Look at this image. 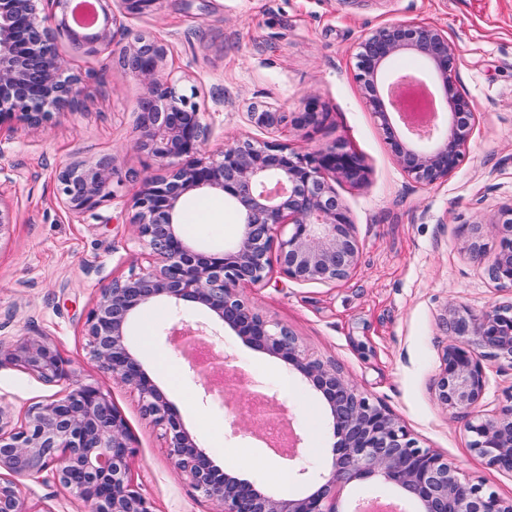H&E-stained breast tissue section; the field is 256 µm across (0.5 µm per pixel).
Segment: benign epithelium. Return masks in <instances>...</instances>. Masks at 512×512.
<instances>
[{
  "instance_id": "obj_1",
  "label": "benign epithelium",
  "mask_w": 512,
  "mask_h": 512,
  "mask_svg": "<svg viewBox=\"0 0 512 512\" xmlns=\"http://www.w3.org/2000/svg\"><path fill=\"white\" fill-rule=\"evenodd\" d=\"M36 2L0 0V125L18 117L40 126L81 96L83 78L65 73L58 33L88 53L116 45L117 63L147 89L137 147L167 169L142 178L134 200L137 237L150 248L152 264L112 281L99 294L86 326L98 366L137 391L143 416L165 430L176 470L217 502L218 512H337L334 492L354 482H379L415 502L419 512H512V499L460 477L452 462L420 447L387 407L357 390L335 364L307 355L287 327L268 320L243 295V289L265 282L274 251L282 274L296 282H340L351 274L359 247L336 184L363 182L362 158L341 144L300 153L286 145L240 141L224 149L220 159L207 161L201 157L207 127L195 104L165 77L162 43L146 34L115 40L117 18L110 0H98L101 17L92 29L69 24L71 0H54L61 18L53 26L39 16ZM406 56L426 64L427 78L445 96L448 121L429 129L405 122L398 128L392 122V90L419 80L414 73L392 70ZM355 58L356 80L398 166L421 185L448 178L465 159L475 111L457 89V47L448 34L433 25L392 21L364 37ZM320 116L319 105L311 101L292 123L304 129L319 124ZM249 120L269 129L287 116L255 107ZM116 176L107 156L69 164L57 175L60 200L74 215L91 213L112 196ZM209 193L224 195L241 224L239 237L224 247L200 248L181 230L183 201ZM488 225L496 240L491 257ZM463 249L473 261L487 262V275L497 286L512 288V204L501 207L488 224L471 223ZM161 299L178 314L191 306L208 317L194 324L180 317L168 335L198 342L217 335L218 326L228 328L320 394L333 436L328 473L307 479L303 493L285 498L214 462L184 428L129 341L137 314ZM445 321L449 342L434 381L435 399L447 411L471 414L472 450L490 467L512 472V403L494 415L479 410L486 385L483 362L512 364V302L480 314L449 304ZM2 365L47 385L66 381L68 387L29 406L16 423L0 406V512H28L19 482L45 472L90 512H154L153 503L132 483L136 448L125 417L99 387L74 378L48 337L0 341Z\"/></svg>"
}]
</instances>
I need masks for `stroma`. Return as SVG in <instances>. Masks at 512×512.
<instances>
[{
	"instance_id": "35a3bbf8",
	"label": "stroma",
	"mask_w": 512,
	"mask_h": 512,
	"mask_svg": "<svg viewBox=\"0 0 512 512\" xmlns=\"http://www.w3.org/2000/svg\"><path fill=\"white\" fill-rule=\"evenodd\" d=\"M111 9L125 31L165 44L170 83L190 96L210 129L205 159L247 139L303 153L341 143L364 159L363 184L336 186L359 243L350 277L297 283L275 264L264 286L244 294L288 326L308 355L336 363L359 391L388 407L420 446L448 457L463 478L512 497V472L488 466L470 447L466 416L443 411L434 398L448 346L447 303L481 312L512 302V290L498 287L463 250L469 223L512 202V0H156L138 14L112 0ZM396 20L447 32L458 47L457 87L475 104L464 162L432 186L414 182L396 164L354 78L361 38ZM57 49L67 72L86 77L77 106L55 113L44 127L20 120L0 125V202L11 216L0 232V340L46 335L78 379L109 394L137 448L133 481L155 512H217L214 501L174 470L163 431L143 417L137 392L93 362L85 332L101 289L151 262L149 248L134 236L132 208L143 176L163 172L134 146L146 87L114 61L111 48L88 54L63 35ZM312 100L326 114L315 128L298 130L287 122L260 129L247 117L256 106L291 116ZM104 155L118 171L112 197L95 213L75 218L60 203L56 173ZM201 206L222 208L223 215L200 237L188 221ZM180 221L185 236L204 246L232 242L240 230L219 194L186 202ZM154 309L148 340L135 326L131 344L157 385L171 370L175 389L168 398L217 465L275 494L284 489L268 462L292 471L304 466L313 477L329 469L333 438L324 405L308 384L227 330L211 345L231 376L228 406L211 408L201 379L161 336L173 322L167 303ZM485 369L481 410L491 414L512 401V364L489 362ZM64 389L0 367V405L13 417ZM262 395L276 399L273 420L300 436L296 458L272 450L261 426L235 429L246 403ZM21 494L28 512H88L47 476L22 481Z\"/></svg>"
}]
</instances>
